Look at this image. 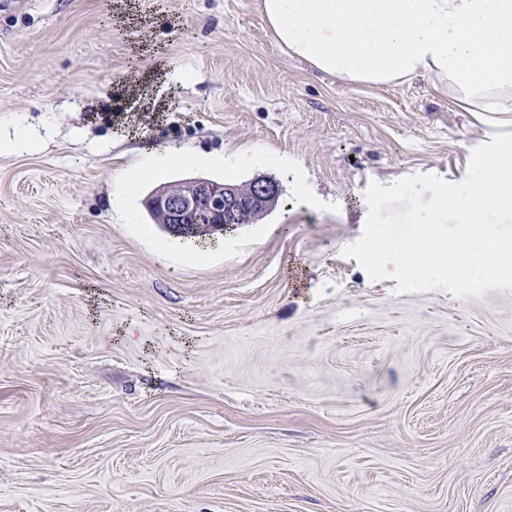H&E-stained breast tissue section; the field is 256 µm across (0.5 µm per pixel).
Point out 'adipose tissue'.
<instances>
[{"mask_svg":"<svg viewBox=\"0 0 512 512\" xmlns=\"http://www.w3.org/2000/svg\"><path fill=\"white\" fill-rule=\"evenodd\" d=\"M277 43L351 83L427 76L470 112H512V0H259Z\"/></svg>","mask_w":512,"mask_h":512,"instance_id":"1","label":"adipose tissue"}]
</instances>
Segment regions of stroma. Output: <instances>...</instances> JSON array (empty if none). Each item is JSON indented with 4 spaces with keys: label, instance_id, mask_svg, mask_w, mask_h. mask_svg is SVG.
<instances>
[{
    "label": "stroma",
    "instance_id": "obj_1",
    "mask_svg": "<svg viewBox=\"0 0 512 512\" xmlns=\"http://www.w3.org/2000/svg\"><path fill=\"white\" fill-rule=\"evenodd\" d=\"M20 126L0 512H512V290L399 294L343 253L370 183L461 182L512 112L318 72L258 0H0V140ZM151 149L187 159L114 199ZM194 178L282 193L177 238L145 200Z\"/></svg>",
    "mask_w": 512,
    "mask_h": 512
}]
</instances>
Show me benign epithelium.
I'll return each mask as SVG.
<instances>
[{
  "label": "benign epithelium",
  "instance_id": "obj_1",
  "mask_svg": "<svg viewBox=\"0 0 512 512\" xmlns=\"http://www.w3.org/2000/svg\"><path fill=\"white\" fill-rule=\"evenodd\" d=\"M281 194L278 183L257 179L246 188L234 184L195 178L157 187L145 201L160 224L178 235L207 219L203 230L229 228L262 217Z\"/></svg>",
  "mask_w": 512,
  "mask_h": 512
}]
</instances>
